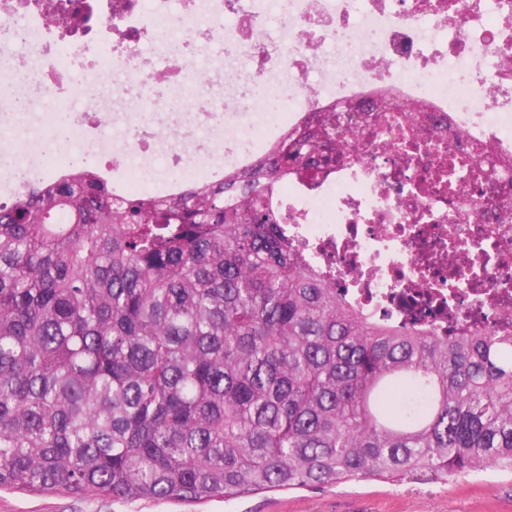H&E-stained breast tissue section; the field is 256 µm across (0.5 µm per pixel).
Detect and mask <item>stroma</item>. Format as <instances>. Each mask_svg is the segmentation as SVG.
I'll list each match as a JSON object with an SVG mask.
<instances>
[{
  "label": "stroma",
  "mask_w": 512,
  "mask_h": 512,
  "mask_svg": "<svg viewBox=\"0 0 512 512\" xmlns=\"http://www.w3.org/2000/svg\"><path fill=\"white\" fill-rule=\"evenodd\" d=\"M0 512H512V472L490 468L438 483L362 479L203 503L2 491Z\"/></svg>",
  "instance_id": "obj_1"
}]
</instances>
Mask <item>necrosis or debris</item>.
Segmentation results:
<instances>
[{"instance_id": "obj_1", "label": "necrosis or debris", "mask_w": 512, "mask_h": 512, "mask_svg": "<svg viewBox=\"0 0 512 512\" xmlns=\"http://www.w3.org/2000/svg\"><path fill=\"white\" fill-rule=\"evenodd\" d=\"M216 71L218 110L173 112ZM349 103L365 125L271 200L289 236L374 320L512 326V0H0V204L50 178L61 110L126 197L221 182Z\"/></svg>"}]
</instances>
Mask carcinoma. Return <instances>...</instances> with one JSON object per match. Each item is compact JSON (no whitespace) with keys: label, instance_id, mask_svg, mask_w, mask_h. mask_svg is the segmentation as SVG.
<instances>
[{"label":"carcinoma","instance_id":"cac0c4a2","mask_svg":"<svg viewBox=\"0 0 512 512\" xmlns=\"http://www.w3.org/2000/svg\"><path fill=\"white\" fill-rule=\"evenodd\" d=\"M116 198L92 169L0 206V490L231 500L512 472V334L378 322L269 197L331 137ZM418 392L401 412L389 399Z\"/></svg>","mask_w":512,"mask_h":512}]
</instances>
